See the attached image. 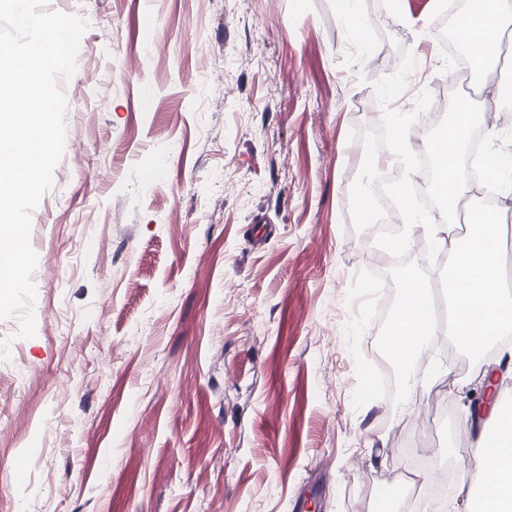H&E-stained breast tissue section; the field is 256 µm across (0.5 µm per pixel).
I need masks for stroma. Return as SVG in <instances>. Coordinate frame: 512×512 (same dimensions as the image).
I'll list each match as a JSON object with an SVG mask.
<instances>
[{
    "label": "stroma",
    "instance_id": "obj_1",
    "mask_svg": "<svg viewBox=\"0 0 512 512\" xmlns=\"http://www.w3.org/2000/svg\"><path fill=\"white\" fill-rule=\"evenodd\" d=\"M82 18L64 154L32 212L36 333L0 319V512H380L431 388L444 468L474 356L376 392L380 235L347 192L394 112L462 97L448 0H50Z\"/></svg>",
    "mask_w": 512,
    "mask_h": 512
}]
</instances>
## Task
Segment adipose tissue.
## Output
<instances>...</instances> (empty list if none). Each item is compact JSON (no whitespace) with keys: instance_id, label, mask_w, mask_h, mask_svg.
Returning <instances> with one entry per match:
<instances>
[{"instance_id":"ef3b65f1","label":"adipose tissue","mask_w":512,"mask_h":512,"mask_svg":"<svg viewBox=\"0 0 512 512\" xmlns=\"http://www.w3.org/2000/svg\"><path fill=\"white\" fill-rule=\"evenodd\" d=\"M512 32V0H473L456 19L455 33L484 83L494 81L498 55L487 54V46L502 47L506 33ZM477 110L469 103L455 104L446 125L433 141L446 147L450 155L437 175L446 195L460 199L469 191L461 180L463 154L469 131L477 120ZM501 227L482 212H474L466 235L467 244L448 269L452 285L450 304L464 310H477L476 318L458 321L453 334L459 343L483 354L502 337L512 334V291L502 286ZM431 299L427 281L409 273L402 298L391 320L386 351L397 367H405L431 343L438 331L423 311ZM492 424L481 435V450L460 466L454 478L462 486L463 473H483L476 512H512V411L502 402L492 406Z\"/></svg>"}]
</instances>
